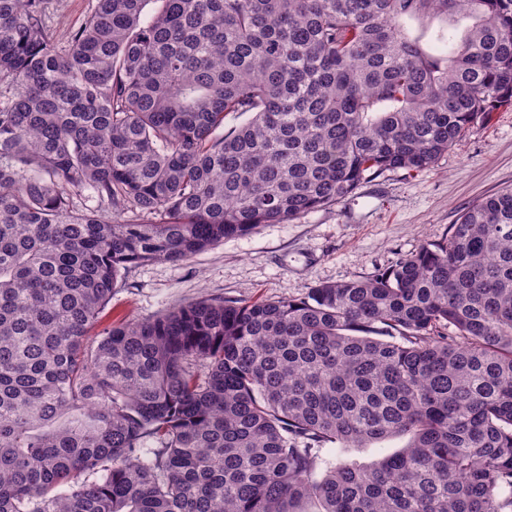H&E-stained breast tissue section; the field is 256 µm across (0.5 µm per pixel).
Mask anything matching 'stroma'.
Masks as SVG:
<instances>
[{
    "mask_svg": "<svg viewBox=\"0 0 512 512\" xmlns=\"http://www.w3.org/2000/svg\"><path fill=\"white\" fill-rule=\"evenodd\" d=\"M509 187L512 106L471 127L429 169L383 172L335 205L224 238L186 262L129 266L103 322L149 318L204 295L238 302L296 299L322 283L369 279L441 239L461 209ZM406 442L396 436L362 448L329 444L321 456L329 467L345 460L369 465Z\"/></svg>",
    "mask_w": 512,
    "mask_h": 512,
    "instance_id": "1",
    "label": "stroma"
}]
</instances>
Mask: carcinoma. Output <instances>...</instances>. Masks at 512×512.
Listing matches in <instances>:
<instances>
[{"label": "carcinoma", "mask_w": 512, "mask_h": 512, "mask_svg": "<svg viewBox=\"0 0 512 512\" xmlns=\"http://www.w3.org/2000/svg\"><path fill=\"white\" fill-rule=\"evenodd\" d=\"M48 5L0 0V512H512V188L373 278L98 329L128 266L512 106V0H95L64 40ZM438 13L473 20L444 56L404 27ZM407 441V437L396 436L373 441L363 448H337L338 445L336 444H328L321 451L325 463L318 470L317 477H321L330 466L345 460L357 461L362 465H371L403 448Z\"/></svg>", "instance_id": "1"}]
</instances>
